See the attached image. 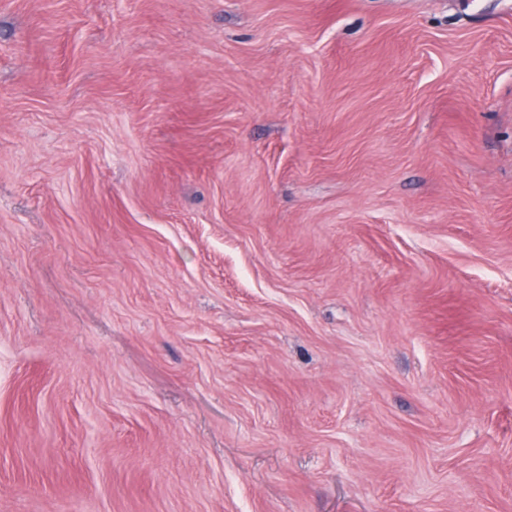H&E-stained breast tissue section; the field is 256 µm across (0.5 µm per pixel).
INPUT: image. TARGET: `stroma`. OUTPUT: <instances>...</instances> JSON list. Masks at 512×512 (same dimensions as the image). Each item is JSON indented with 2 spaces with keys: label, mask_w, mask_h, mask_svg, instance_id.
<instances>
[{
  "label": "stroma",
  "mask_w": 512,
  "mask_h": 512,
  "mask_svg": "<svg viewBox=\"0 0 512 512\" xmlns=\"http://www.w3.org/2000/svg\"><path fill=\"white\" fill-rule=\"evenodd\" d=\"M0 512H512V0H0Z\"/></svg>",
  "instance_id": "1"
}]
</instances>
